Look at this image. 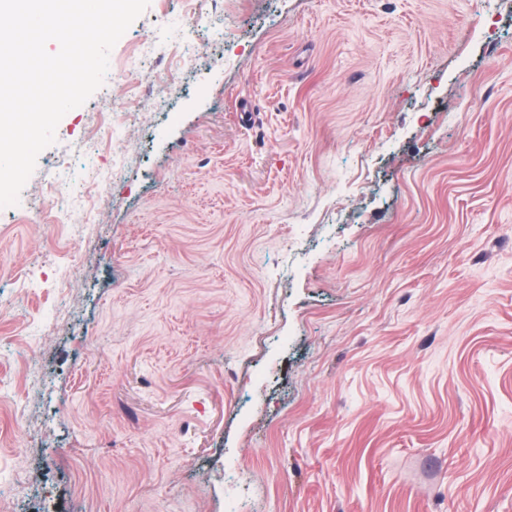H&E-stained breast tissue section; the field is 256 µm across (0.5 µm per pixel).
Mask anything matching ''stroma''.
<instances>
[{"mask_svg":"<svg viewBox=\"0 0 512 512\" xmlns=\"http://www.w3.org/2000/svg\"><path fill=\"white\" fill-rule=\"evenodd\" d=\"M108 74L0 209L14 512H512V0H150ZM56 168L57 167H53L48 171L47 185L52 193L50 203L56 208L57 222L64 223L62 218L67 216L65 206L67 205L68 199L72 197L73 192L76 191L80 197L85 194H90L97 185V182L93 176H88L86 179L79 182L77 186H71L61 177L59 170Z\"/></svg>","mask_w":512,"mask_h":512,"instance_id":"35a3bbf8","label":"stroma"}]
</instances>
